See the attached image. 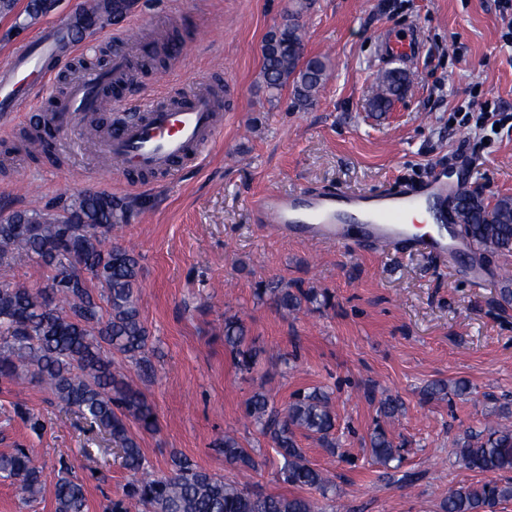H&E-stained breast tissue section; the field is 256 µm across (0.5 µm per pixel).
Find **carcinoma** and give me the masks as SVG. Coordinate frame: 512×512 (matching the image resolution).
I'll return each mask as SVG.
<instances>
[{"mask_svg": "<svg viewBox=\"0 0 512 512\" xmlns=\"http://www.w3.org/2000/svg\"><path fill=\"white\" fill-rule=\"evenodd\" d=\"M121 0H89L86 10L118 17ZM308 8L299 0L283 22L266 36L263 45L262 80L270 98L277 99L291 87L294 106L311 105L328 79L325 61L309 56L302 38V13ZM410 83L402 68L385 71L377 78L371 99L376 112H385ZM455 208L465 224L467 239L484 251L512 252V197L501 198L493 208L465 186L456 193ZM125 211L112 196L84 193L61 213L15 210L0 215V384L23 380L44 386L54 400L76 410L105 432L121 455L130 479L121 492L108 499L106 512H129L136 504L142 512H320L317 499L303 495H264L248 484L213 474L184 456L173 454L167 475L149 470L135 425L145 432L156 429V415L142 393L112 367L119 353L140 366L148 364L150 336L139 309V256L109 243L112 228L125 221ZM27 257L54 270L41 288H27L11 281L15 261ZM97 280L104 293L96 295L88 278ZM258 297L288 314L317 295L301 288L265 285ZM108 309H103L101 302ZM224 346L241 373L253 370L258 352L248 344V328L236 314L224 315ZM463 382L436 380L422 391L430 401L449 395L463 396ZM402 406L399 398L385 395L378 412L389 418ZM244 415L267 438L282 459L279 482L314 492L326 499L335 484L314 467L299 437H314L329 453L336 452V416L330 393L321 387L299 389L281 407L266 391L254 392L244 405ZM224 453L226 467L258 470L263 461L226 435L215 443ZM369 448L378 462L397 471L402 464L400 448L380 424L369 435ZM457 461L483 473L512 472V422H504L485 434L466 433L456 442ZM0 476L16 484L22 499L33 502L43 489V468L25 449L0 454ZM55 512H87L85 485L73 474L68 454L59 451L54 486ZM512 499V482L460 486L448 492L443 512H495Z\"/></svg>", "mask_w": 512, "mask_h": 512, "instance_id": "carcinoma-1", "label": "carcinoma"}]
</instances>
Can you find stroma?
<instances>
[{"label": "stroma", "mask_w": 512, "mask_h": 512, "mask_svg": "<svg viewBox=\"0 0 512 512\" xmlns=\"http://www.w3.org/2000/svg\"><path fill=\"white\" fill-rule=\"evenodd\" d=\"M79 0H56L39 24L21 25L28 0L0 17V61L34 37L40 24L74 12ZM124 20L89 36L88 52L60 64L53 94L67 90L86 69L107 65L117 36L134 17L161 16L179 28L195 18L194 41L176 58L157 56L150 76L134 83L135 97L154 84L190 86L208 74L224 89V135L198 166L177 178L129 180L100 171L101 138L65 130L48 160L21 156L18 147L32 116L23 112L0 130V214L71 203L87 191L127 204V219L112 238L140 257V312L156 350L153 373L114 355L118 374L133 378L152 404L158 429L139 436L153 470L169 473L172 453L229 475L213 447L236 437L265 458L262 470L238 472L257 492L292 495L280 483V459L247 422L242 404L255 390L285 403L300 388L332 393L340 447L329 454L312 437L301 438L310 462L336 483L324 512H442L449 490L483 484L491 476L455 458V440L499 420L512 404V298L503 296L512 253H476L486 271L473 287L448 264L425 251L399 254L354 247L344 251L261 231L253 198L305 189L367 193L419 183L433 164L467 156L465 178L485 198L512 197V128L487 134L463 125L465 109L489 101L512 113V50L502 47L497 0H311L302 24L308 54L324 56L329 77L313 106H294L290 90L269 100L261 83L262 45L294 0H130ZM414 27L425 52L408 63L411 82L389 112L371 110L378 74L390 69L380 52L388 28ZM327 292V304L304 305L286 315L260 301L264 282ZM238 314L260 350L251 373L236 370L224 347V317ZM470 385L464 397L423 401L434 380ZM377 394L400 396L402 411L386 428L404 446L402 471L390 480L366 445L377 417ZM46 421L33 431L21 411ZM26 449L44 470L37 501L24 502L12 480L0 477V512H55L53 463L60 448L98 459L85 477L88 512H104L108 497L129 478L112 445L89 430L73 410L42 386L0 385V453Z\"/></svg>", "instance_id": "stroma-1"}]
</instances>
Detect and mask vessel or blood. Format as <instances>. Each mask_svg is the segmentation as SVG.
Here are the masks:
<instances>
[{
  "label": "vessel or blood",
  "mask_w": 512,
  "mask_h": 512,
  "mask_svg": "<svg viewBox=\"0 0 512 512\" xmlns=\"http://www.w3.org/2000/svg\"><path fill=\"white\" fill-rule=\"evenodd\" d=\"M387 57L403 61L423 50L418 32L393 29L384 35ZM88 48L86 34L76 21L46 24L39 34L0 66V125L10 126L21 103L33 102L53 77V67ZM138 56L119 51L110 66L77 77L67 96L53 102L47 133L59 136L74 116L109 107L115 119L108 125L101 156L110 168L134 173H163L175 178L216 141L223 129L224 95L209 79L179 93L163 91L142 103L129 97L139 72L136 59H148L153 48L144 42ZM463 177L449 178L446 165H434L419 184L370 193L345 191L289 194L267 193L252 203L255 220L273 225L281 235L342 245L355 239L359 245L390 249L421 248L457 264L473 286H481L485 273L479 266L463 264L472 251L462 238L450 237L448 199L463 185ZM422 214L438 230L417 234L408 223Z\"/></svg>",
  "instance_id": "vessel-or-blood-1"
}]
</instances>
